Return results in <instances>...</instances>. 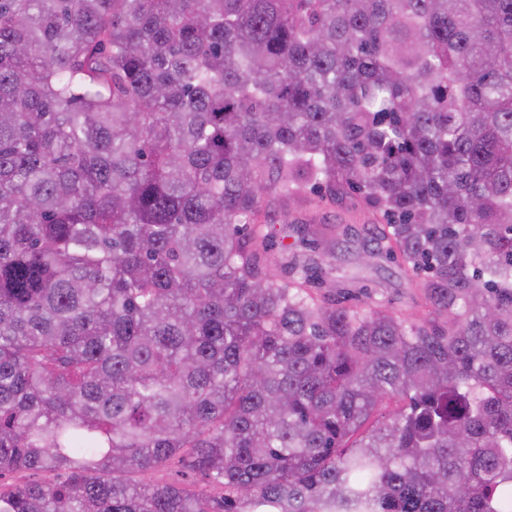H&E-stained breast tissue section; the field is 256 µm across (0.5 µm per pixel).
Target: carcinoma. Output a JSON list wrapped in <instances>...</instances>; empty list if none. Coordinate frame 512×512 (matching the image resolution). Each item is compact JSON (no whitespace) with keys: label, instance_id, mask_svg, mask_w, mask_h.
Here are the masks:
<instances>
[{"label":"carcinoma","instance_id":"obj_1","mask_svg":"<svg viewBox=\"0 0 512 512\" xmlns=\"http://www.w3.org/2000/svg\"><path fill=\"white\" fill-rule=\"evenodd\" d=\"M356 193L425 301L267 210ZM189 460L214 498L137 474ZM0 512H512V0H0ZM327 213V219L338 224L336 239L328 246L315 247L308 237H302L291 224H285L287 218L281 212H274L270 216L269 242L270 260L275 268L279 280L285 279L287 269L283 265V245H288L300 255L313 257L321 261L324 249L330 251L332 266H323L324 284L321 290L336 289V298L340 300H353L358 292L366 291L382 295L388 305L396 310L407 313L422 312L423 301L420 296L410 288L408 281L395 260L373 259L365 263L366 252L370 249L369 234L357 224H346L340 220V214ZM336 288H330L331 286ZM345 297V299H343Z\"/></svg>","mask_w":512,"mask_h":512}]
</instances>
